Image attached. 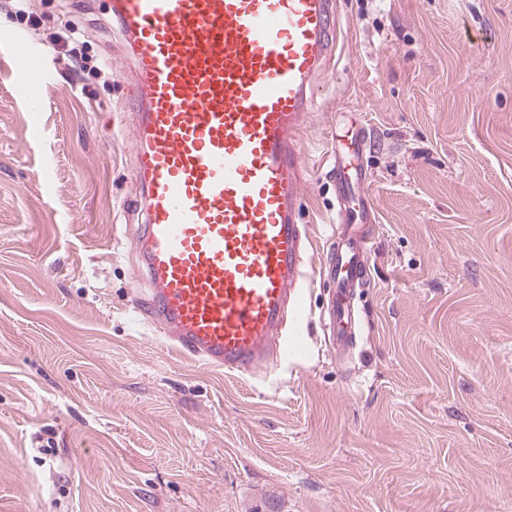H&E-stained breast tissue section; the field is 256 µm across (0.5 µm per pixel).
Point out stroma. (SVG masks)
I'll return each instance as SVG.
<instances>
[{"mask_svg":"<svg viewBox=\"0 0 512 512\" xmlns=\"http://www.w3.org/2000/svg\"><path fill=\"white\" fill-rule=\"evenodd\" d=\"M0 0L46 46L42 109L0 59V512H512V0H338L302 142L304 352L185 359L146 284L132 97L108 0ZM98 57L75 75L64 40ZM365 132L362 334L325 339L329 150Z\"/></svg>","mask_w":512,"mask_h":512,"instance_id":"obj_1","label":"stroma"}]
</instances>
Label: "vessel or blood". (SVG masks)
<instances>
[{
    "label": "vessel or blood",
    "mask_w": 512,
    "mask_h": 512,
    "mask_svg": "<svg viewBox=\"0 0 512 512\" xmlns=\"http://www.w3.org/2000/svg\"><path fill=\"white\" fill-rule=\"evenodd\" d=\"M337 17L336 0H112L143 218L134 252L147 292L133 310L211 368L255 373L284 333L305 274L301 137ZM0 50L21 69L42 58L2 33ZM331 172L342 195L367 181L362 167ZM370 250L369 233L350 231L319 271L336 283L329 330L343 350Z\"/></svg>",
    "instance_id": "1"
}]
</instances>
